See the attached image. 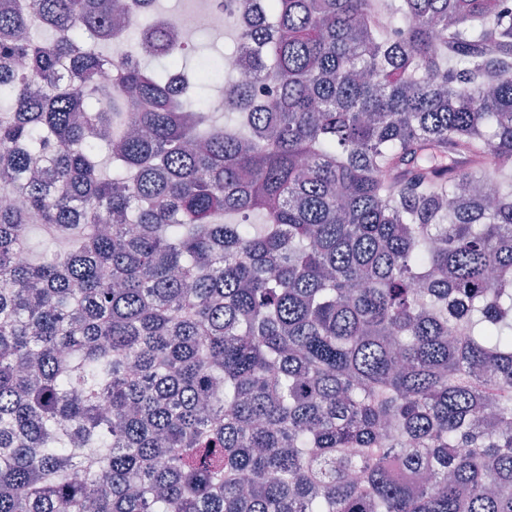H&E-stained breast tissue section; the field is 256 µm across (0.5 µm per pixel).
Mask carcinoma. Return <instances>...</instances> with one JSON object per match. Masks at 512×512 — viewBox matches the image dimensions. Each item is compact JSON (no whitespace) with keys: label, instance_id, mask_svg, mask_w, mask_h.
<instances>
[{"label":"carcinoma","instance_id":"obj_1","mask_svg":"<svg viewBox=\"0 0 512 512\" xmlns=\"http://www.w3.org/2000/svg\"><path fill=\"white\" fill-rule=\"evenodd\" d=\"M154 2L0 0V512H512V6ZM195 1L199 0H156L154 14H160L182 22L188 15L193 13V10L198 5ZM222 3H225L226 9H224V6L220 8H205L200 12L193 13L190 21L180 25L179 35L185 46H193L199 33L204 31L213 42L223 43L224 41L221 50L228 51L233 48L237 38V31L235 28H232L227 38H225L226 26L229 23L240 24L243 12L240 9L239 1H223ZM227 7L228 10L233 11L234 17L229 16ZM221 64L223 70H226L228 72L237 74L239 79H244L249 77V72L245 69L244 66L239 65V58L238 56L228 59L222 56L221 58ZM228 72L224 71V80L219 85L211 84L210 86L203 87L200 91L202 97L205 99L211 101L210 106L213 109L216 110H223L218 112H225L224 111V101L222 99H217L221 97L224 93V84L228 81ZM217 99V100H215ZM213 100V101H212Z\"/></svg>","mask_w":512,"mask_h":512}]
</instances>
